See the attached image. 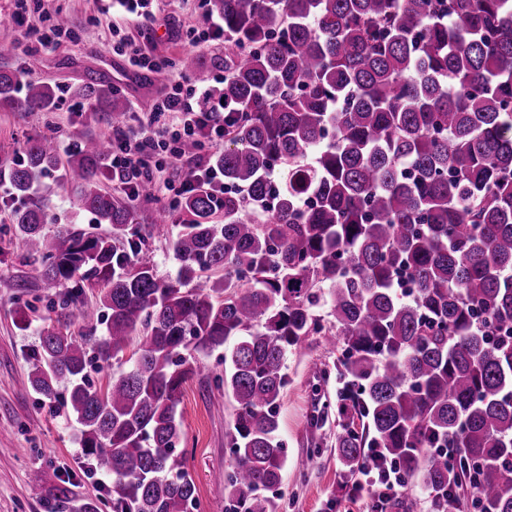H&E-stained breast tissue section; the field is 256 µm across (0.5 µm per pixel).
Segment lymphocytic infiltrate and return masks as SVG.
I'll return each instance as SVG.
<instances>
[{
	"label": "lymphocytic infiltrate",
	"mask_w": 512,
	"mask_h": 512,
	"mask_svg": "<svg viewBox=\"0 0 512 512\" xmlns=\"http://www.w3.org/2000/svg\"><path fill=\"white\" fill-rule=\"evenodd\" d=\"M224 106L211 91L183 89L181 84L169 83L165 93L157 97L149 113L140 122L135 137L117 134L112 142L110 167L127 190L137 187L141 174H148L156 195L173 192L175 196L192 192L198 181L218 184L221 175L198 160L187 164V171L178 184L162 181L163 167L182 161L183 146L205 144L218 146L224 142V127L213 122L214 113ZM363 479L354 483L353 492L360 497L392 501L407 489L397 470H380L375 450H368Z\"/></svg>",
	"instance_id": "f902f5d3"
}]
</instances>
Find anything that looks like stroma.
<instances>
[{
	"label": "stroma",
	"instance_id": "obj_1",
	"mask_svg": "<svg viewBox=\"0 0 512 512\" xmlns=\"http://www.w3.org/2000/svg\"><path fill=\"white\" fill-rule=\"evenodd\" d=\"M71 20L73 34L49 50L26 38V30H45L55 9ZM15 0H0V42L17 43L12 66L40 81L58 86L61 98L51 112L0 110V158L21 161L29 142H47L58 152L72 148L75 137L110 134L109 126L92 119L89 105L76 90L89 78L113 87L126 104L127 135L140 130V118L164 87L150 74L132 66L125 47H139L163 63L170 79L192 86L178 66L189 52L220 56V39L196 43L192 32L204 25L200 0H155L154 20H175L174 35L150 34L141 19L119 11L98 12L94 0H27L23 24L11 16ZM25 201L12 190L0 193V512H49L47 499L31 495L28 476L43 473L45 488L69 481L80 499L97 502L99 512H112V479L87 474L79 460L80 426L66 416L61 401H47L29 390L28 374L42 330L67 336H104V325L76 318L74 307L61 306L63 291L46 287L33 260L14 245L11 215ZM147 231L142 247L160 274L175 275L177 264L171 243L179 227L157 221L154 205L139 209ZM338 353L322 336L308 337L304 349L285 360L288 386L279 410V438L287 463L282 482L274 490L277 512H363L360 499L345 489V472L336 454V378ZM198 368L185 384L177 407L183 437L177 447L185 469L197 488L191 512H224V494L230 474L227 432L233 420V402L224 392L222 351L198 353Z\"/></svg>",
	"mask_w": 512,
	"mask_h": 512
}]
</instances>
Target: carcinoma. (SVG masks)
I'll return each mask as SVG.
<instances>
[{"label": "carcinoma", "instance_id": "cac0c4a2", "mask_svg": "<svg viewBox=\"0 0 512 512\" xmlns=\"http://www.w3.org/2000/svg\"><path fill=\"white\" fill-rule=\"evenodd\" d=\"M211 2L224 58L179 65L202 86L224 71V149L211 161L228 187L161 209L181 226L176 277L139 257L151 184L135 200L103 188L110 139L63 157L36 141L7 169L18 195L55 175L112 229L48 234L41 200L13 212L39 276L73 302L95 281L106 322L94 340L43 332L29 386L48 400L69 387L63 407L84 459L112 476V512H188L197 488L175 454L176 410L195 354L224 349V512H275L263 492L285 466L284 361L326 336L340 344L336 452L349 473L376 448L439 512L467 500L512 512V0ZM14 55L0 43V105L52 111L58 88L8 66ZM79 96L125 124L123 100L97 79ZM138 332L130 369L91 388L87 367L124 364ZM51 499L54 512H98L64 483Z\"/></svg>", "mask_w": 512, "mask_h": 512}]
</instances>
